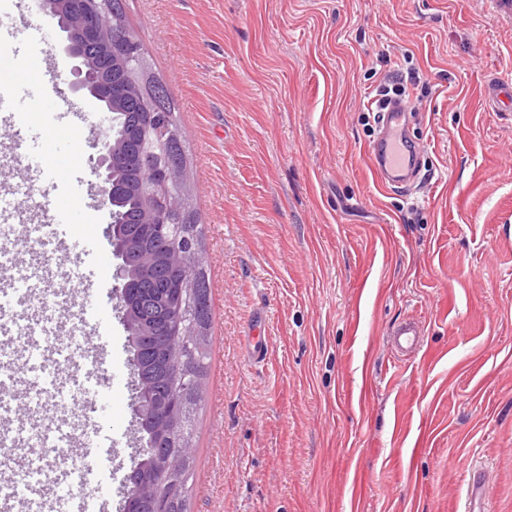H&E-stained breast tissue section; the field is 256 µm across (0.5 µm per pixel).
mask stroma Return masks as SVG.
Masks as SVG:
<instances>
[{
  "mask_svg": "<svg viewBox=\"0 0 512 512\" xmlns=\"http://www.w3.org/2000/svg\"><path fill=\"white\" fill-rule=\"evenodd\" d=\"M149 72L175 108L209 274L210 366L195 418L189 512H465L480 466L482 512H512V112L484 104L512 80V17L491 0H126ZM45 34L38 82L79 108L68 131L35 128L49 164L96 181L99 103L68 88L71 60ZM418 75L410 126L427 147L409 196L368 162L367 106L391 70ZM0 128V209L39 275L19 329L51 327L52 372L74 302L105 311V364L130 370L116 310L103 198L54 193L9 154ZM67 209L73 251L40 229ZM424 348L396 357L409 315ZM266 345L264 359L253 354ZM130 384L102 406L121 443L107 512H119L139 434ZM486 103L492 112L507 110L512 104V83L493 76L487 85Z\"/></svg>",
  "mask_w": 512,
  "mask_h": 512,
  "instance_id": "stroma-1",
  "label": "stroma"
}]
</instances>
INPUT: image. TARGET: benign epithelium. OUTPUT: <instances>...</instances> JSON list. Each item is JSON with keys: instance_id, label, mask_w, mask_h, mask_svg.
Here are the masks:
<instances>
[{"instance_id": "7a95c632", "label": "benign epithelium", "mask_w": 512, "mask_h": 512, "mask_svg": "<svg viewBox=\"0 0 512 512\" xmlns=\"http://www.w3.org/2000/svg\"><path fill=\"white\" fill-rule=\"evenodd\" d=\"M36 12L47 17L62 38L63 49L72 60L68 87L71 92L87 93L112 114V124L96 143L94 173L101 181V191L107 204H112L119 193V184L113 180L112 170L122 159L129 167L145 170V176L136 191L142 197L139 224L149 226L161 224L167 215L182 213L187 207L186 194L179 189L186 173L172 163L159 165L146 161L143 156L126 150V119L120 103L113 98L112 83L101 79L92 55L99 54L125 75L126 84L122 94L136 97L143 86L144 57L137 35L123 24L121 15L113 7L112 0H81L76 9L64 8L62 0H37ZM106 235L115 237L113 256L117 261L118 309L125 329L136 339L153 345V350L163 353L175 377H180L182 363L180 350L174 348L173 338H159L160 325L154 321L157 309L165 306L176 311L186 299L195 270L189 264L186 254L168 245L153 243L140 248L125 240L119 233V225H108ZM139 255L138 263L147 275L165 273L166 293L158 299L150 294L148 306L143 314L131 301L129 283L125 281L126 264L130 254ZM132 414L135 421L150 420L155 431L168 435L179 431L181 408L175 403H160L144 406L133 400ZM152 493V512H167L170 496L154 485L150 488L126 483V497L130 502Z\"/></svg>"}]
</instances>
